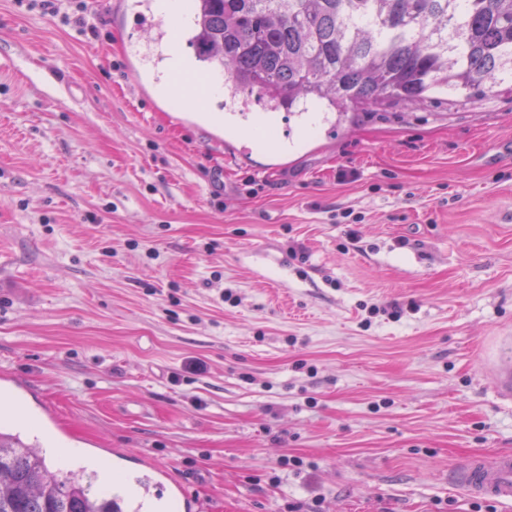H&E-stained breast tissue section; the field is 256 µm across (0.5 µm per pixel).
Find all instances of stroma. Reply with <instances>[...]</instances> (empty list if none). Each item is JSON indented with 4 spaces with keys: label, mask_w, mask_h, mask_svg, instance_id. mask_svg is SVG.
<instances>
[{
    "label": "stroma",
    "mask_w": 512,
    "mask_h": 512,
    "mask_svg": "<svg viewBox=\"0 0 512 512\" xmlns=\"http://www.w3.org/2000/svg\"><path fill=\"white\" fill-rule=\"evenodd\" d=\"M83 17L0 0V425L198 512H512L450 478L512 450V98L310 129L158 96L153 0ZM491 383L495 392L504 398L512 397V338L507 337L498 358L493 364Z\"/></svg>",
    "instance_id": "stroma-1"
}]
</instances>
